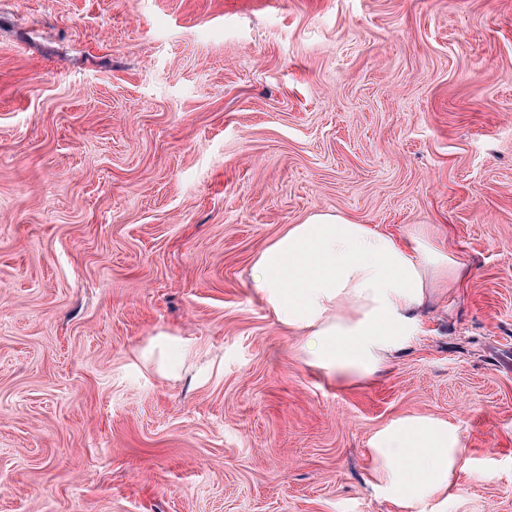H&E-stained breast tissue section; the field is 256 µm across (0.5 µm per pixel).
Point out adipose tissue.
Listing matches in <instances>:
<instances>
[{"label": "adipose tissue", "instance_id": "adipose-tissue-1", "mask_svg": "<svg viewBox=\"0 0 512 512\" xmlns=\"http://www.w3.org/2000/svg\"><path fill=\"white\" fill-rule=\"evenodd\" d=\"M466 280L436 227L399 237L316 212L265 244L251 286L281 326L303 336L306 363L345 383L379 376L423 311ZM464 434L428 415L391 421L370 441L373 488L401 512H424L469 472Z\"/></svg>", "mask_w": 512, "mask_h": 512}]
</instances>
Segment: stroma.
<instances>
[{
    "instance_id": "obj_1",
    "label": "stroma",
    "mask_w": 512,
    "mask_h": 512,
    "mask_svg": "<svg viewBox=\"0 0 512 512\" xmlns=\"http://www.w3.org/2000/svg\"><path fill=\"white\" fill-rule=\"evenodd\" d=\"M315 212L467 265L377 381L249 286ZM409 414L512 512V0H0V512H397ZM464 426L428 415L391 421L370 440L372 486L401 510L425 512L471 468Z\"/></svg>"
}]
</instances>
